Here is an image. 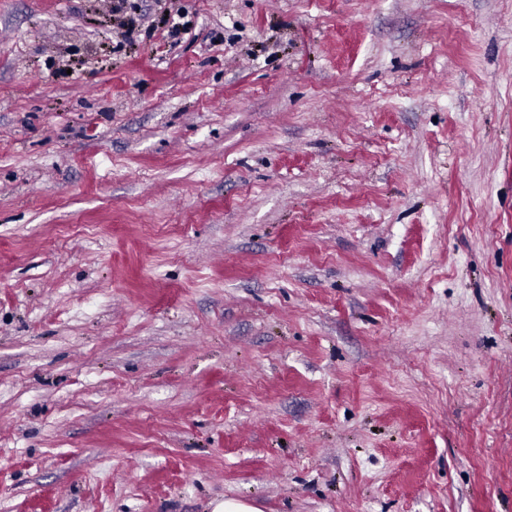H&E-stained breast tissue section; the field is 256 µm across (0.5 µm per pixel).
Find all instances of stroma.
<instances>
[{"label":"stroma","instance_id":"1","mask_svg":"<svg viewBox=\"0 0 512 512\" xmlns=\"http://www.w3.org/2000/svg\"><path fill=\"white\" fill-rule=\"evenodd\" d=\"M130 4L0 0V512H512V0Z\"/></svg>","mask_w":512,"mask_h":512}]
</instances>
